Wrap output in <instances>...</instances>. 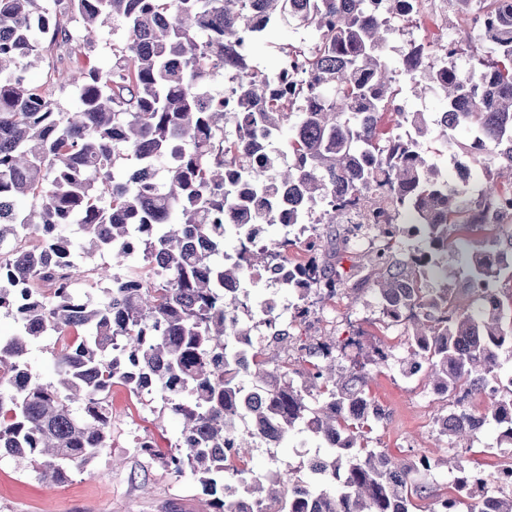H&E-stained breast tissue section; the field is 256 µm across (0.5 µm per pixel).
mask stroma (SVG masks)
<instances>
[{
    "label": "stroma",
    "mask_w": 512,
    "mask_h": 512,
    "mask_svg": "<svg viewBox=\"0 0 512 512\" xmlns=\"http://www.w3.org/2000/svg\"><path fill=\"white\" fill-rule=\"evenodd\" d=\"M414 21L410 35L389 40L385 54L392 67H400L401 51L408 41L425 43L434 37L459 38L467 34L474 38L478 35L456 0H442L435 14L420 10ZM314 38V31L295 21L278 22L253 48L251 61L263 69L274 68L281 47L309 43ZM121 39V31L104 24L99 40L91 48L72 54L57 48L44 51L42 62L29 73L28 80L35 86H50L61 106L72 107L74 90L59 80V73L84 64L109 66L112 45ZM396 103L403 111L425 114L430 132L423 139L422 148L443 175L453 176L454 163L437 125L445 107L441 96L433 93L416 96L405 90ZM346 229L343 223L332 230L323 224L315 228L274 224L263 233L270 243L314 238V253L319 257L325 256L331 239H338L342 255L340 265L347 271L337 287L338 300L310 297L312 318L303 325L295 319L299 303L295 290L250 281L246 288L251 303L274 299L282 323L290 325L295 334L339 342L351 336L360 337L359 359L370 375L368 392L384 413L383 420L373 423L366 433L368 447L407 460L430 453L441 457L452 455L461 466L469 469L502 470L511 459L499 450L495 425H488L453 450L439 442L435 418L447 414L453 407V400L433 394L423 375L406 373L403 359L410 325L386 318L373 282L351 275V266L363 263L372 247L345 243ZM110 401L111 447L88 464L72 466L64 483L47 485L28 470L24 462L12 457L0 458V512H208V497L190 473L165 470L139 446L141 440L148 439L161 452L167 453L180 441V422L170 413L161 395L153 393L137 398L117 384L111 390ZM320 447V441L309 433L296 431L276 448L255 442L249 465L257 472L279 469L288 472L291 479H302L306 476L300 468L304 454H317Z\"/></svg>",
    "instance_id": "35a3bbf8"
}]
</instances>
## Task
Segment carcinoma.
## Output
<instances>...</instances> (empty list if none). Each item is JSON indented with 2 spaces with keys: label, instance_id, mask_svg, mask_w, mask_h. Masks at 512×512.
<instances>
[{
  "label": "carcinoma",
  "instance_id": "1",
  "mask_svg": "<svg viewBox=\"0 0 512 512\" xmlns=\"http://www.w3.org/2000/svg\"><path fill=\"white\" fill-rule=\"evenodd\" d=\"M0 0V312L18 324L0 336V457L27 461L39 479L55 484L109 447L112 385L138 396L154 390L182 420L177 452L159 458L177 473L194 475L212 496V512H251L234 499L236 489L263 512H457L470 496L473 470L454 476V495L415 479L438 465L426 455L408 462L357 444L359 430L382 415L366 391L368 373L356 357L326 341L303 346L311 367H263L261 352L240 359L241 342L255 317L247 293L229 295L228 282L254 271L273 272L288 262L285 240L253 244L256 227L274 224L273 211L243 215L224 224V210L244 206L225 182L234 165L259 182L287 192L288 205L309 224H340L347 210L364 205L381 185L394 212L403 209L425 227L430 251L397 265L390 262L395 216L376 228L381 244L372 267L383 314L398 321L410 312L407 358L429 364L432 389L455 397L456 407L438 417L439 436L455 443L471 436L469 398L500 379L499 351L512 345L502 324V299L480 298L477 314L454 305L456 273L439 266L443 287H421L436 256L448 252V229L475 234L492 230L484 248L467 256L469 290H491L512 253V0H455L480 20L485 52L467 45L470 67L409 44L403 67L384 59L386 15L417 13L419 0H383L380 16L368 0ZM262 24H254L253 6ZM293 17L318 37L311 46L281 48L272 71L236 55L242 34L249 45L268 26ZM122 30L112 65L87 66L66 77L77 89L76 106L62 109L51 95L28 83L44 43L95 44L100 24ZM294 62L288 100L272 88ZM236 73L233 104L211 93L210 83ZM420 92L439 91L447 101L442 136L448 150L454 132L489 148L470 159L489 177L477 200L465 198L468 182L450 185L425 157L420 138L429 127L422 112H400L411 126L406 137L381 127L393 110L400 78ZM234 126L232 135L226 127ZM291 131L288 165L270 156L259 167L261 137ZM134 167L124 170L127 161ZM30 200L27 206L22 201ZM77 226L88 255L109 254L124 266L78 267L67 229ZM233 237L240 248L224 253ZM142 249L148 266L132 264ZM299 299L311 291L336 292L337 265L309 258L295 264ZM79 278L107 281L102 296L81 300ZM55 337L56 380L45 383L25 355L29 341ZM348 366L336 374V359ZM486 421L512 446V377ZM317 389L322 404H307ZM251 428L239 432L237 422ZM300 429L327 448L306 464L310 479L282 488L278 476L248 468L256 440L276 447Z\"/></svg>",
  "mask_w": 512,
  "mask_h": 512
}]
</instances>
